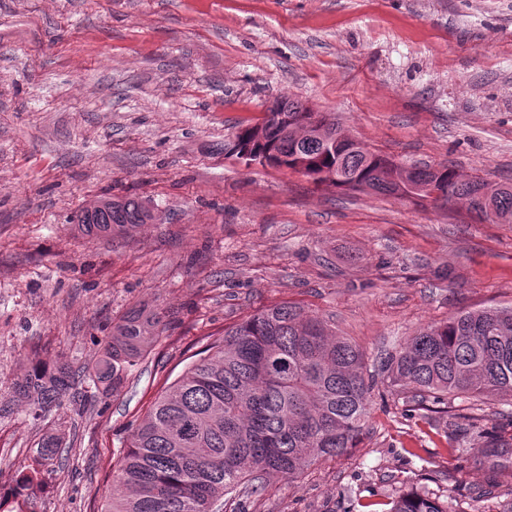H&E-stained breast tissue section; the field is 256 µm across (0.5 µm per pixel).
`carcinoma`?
<instances>
[{
  "label": "carcinoma",
  "instance_id": "obj_1",
  "mask_svg": "<svg viewBox=\"0 0 512 512\" xmlns=\"http://www.w3.org/2000/svg\"><path fill=\"white\" fill-rule=\"evenodd\" d=\"M286 104V112L239 127L228 152L262 156L343 192L358 193L371 181L375 193L393 194L384 171L391 157L336 143L344 128L335 116ZM417 178L437 181L459 216L486 220L492 211L512 224V184L486 195L485 179L447 164L421 169ZM90 220L85 210L73 217L79 232L97 238L145 224L151 213L139 201L114 200L112 210ZM161 326L159 314L138 310L112 326L94 371L103 393L122 391ZM75 376L68 364L47 369L38 362L15 393L43 412L70 394ZM379 378L409 390L420 405L512 396V306L459 312L428 325L373 371L356 342L302 307L288 301L262 307L225 328L149 408L131 434L104 512H224L227 494L248 500L272 475L294 481L359 445ZM475 462L492 472L512 470V443L486 436ZM41 486L33 468L17 482L16 495L34 499ZM390 512H448V504L410 488Z\"/></svg>",
  "mask_w": 512,
  "mask_h": 512
}]
</instances>
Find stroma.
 <instances>
[{
    "label": "stroma",
    "mask_w": 512,
    "mask_h": 512,
    "mask_svg": "<svg viewBox=\"0 0 512 512\" xmlns=\"http://www.w3.org/2000/svg\"><path fill=\"white\" fill-rule=\"evenodd\" d=\"M285 96L407 164L512 183V0H0V501L103 512L127 440L225 326L287 300L367 360L420 328L512 305V224L343 194L226 155ZM136 197L159 222L90 239L71 215ZM133 308L163 328L127 388L78 382L41 417L12 404L35 359L94 370ZM512 439V398L424 409L380 384L347 455L272 476L248 512H366L417 487L496 512L512 474L465 465ZM65 447L40 460L49 433Z\"/></svg>",
    "instance_id": "obj_1"
}]
</instances>
